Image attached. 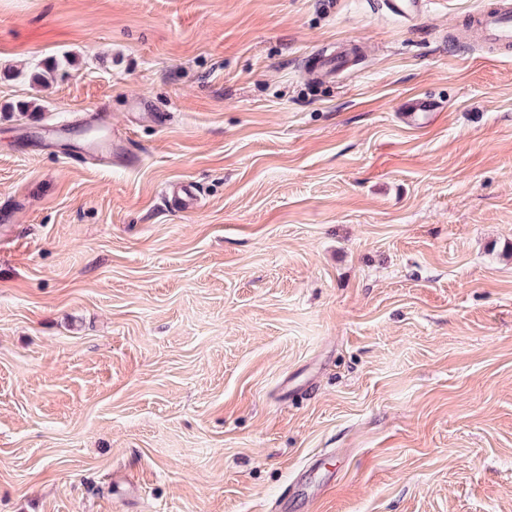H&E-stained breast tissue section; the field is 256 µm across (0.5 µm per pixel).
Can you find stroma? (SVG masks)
<instances>
[{
    "mask_svg": "<svg viewBox=\"0 0 512 512\" xmlns=\"http://www.w3.org/2000/svg\"><path fill=\"white\" fill-rule=\"evenodd\" d=\"M494 2L0 0V512H512ZM471 28L483 44L512 46V6L503 2L494 8H479L472 14ZM348 66L349 56L346 51L322 55L316 64V75L321 79H331L347 69Z\"/></svg>",
    "mask_w": 512,
    "mask_h": 512,
    "instance_id": "obj_1",
    "label": "stroma"
}]
</instances>
